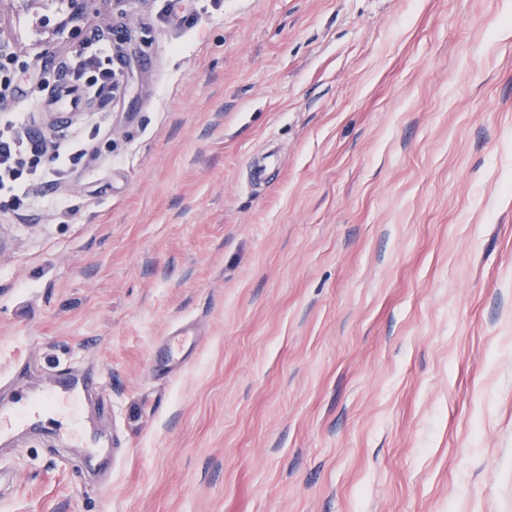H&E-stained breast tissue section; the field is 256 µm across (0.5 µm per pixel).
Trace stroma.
I'll use <instances>...</instances> for the list:
<instances>
[{"instance_id":"obj_1","label":"stroma","mask_w":512,"mask_h":512,"mask_svg":"<svg viewBox=\"0 0 512 512\" xmlns=\"http://www.w3.org/2000/svg\"><path fill=\"white\" fill-rule=\"evenodd\" d=\"M0 48V124L90 148L0 220V405L96 374L115 456L47 414L0 512H512V0H0ZM117 73L111 66H104L99 57H85L80 63L77 73L71 79L84 82L97 93H112L116 90ZM196 341V332L192 326H181L167 336L160 350L154 354L155 363L166 368L168 373L179 372L183 368L186 356L184 348Z\"/></svg>"}]
</instances>
